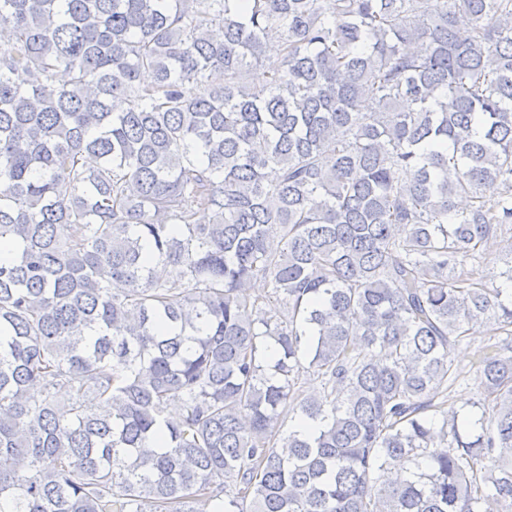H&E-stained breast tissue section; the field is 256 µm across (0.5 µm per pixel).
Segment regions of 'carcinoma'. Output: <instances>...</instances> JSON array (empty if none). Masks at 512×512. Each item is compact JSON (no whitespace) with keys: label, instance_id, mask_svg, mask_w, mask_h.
<instances>
[{"label":"carcinoma","instance_id":"obj_1","mask_svg":"<svg viewBox=\"0 0 512 512\" xmlns=\"http://www.w3.org/2000/svg\"><path fill=\"white\" fill-rule=\"evenodd\" d=\"M508 230L512 0H0V508H512ZM510 243L512 244L511 232L499 235L494 246L486 251L480 262L472 268L473 278L481 280L490 288H492V285L505 288L503 278L498 276L501 271L505 270V263L512 256L509 250ZM451 351V359L461 372L458 382L448 389V412L471 410L472 403L483 396L478 387L477 368L480 361L494 352V345L505 336H493L487 324L476 325Z\"/></svg>","mask_w":512,"mask_h":512}]
</instances>
